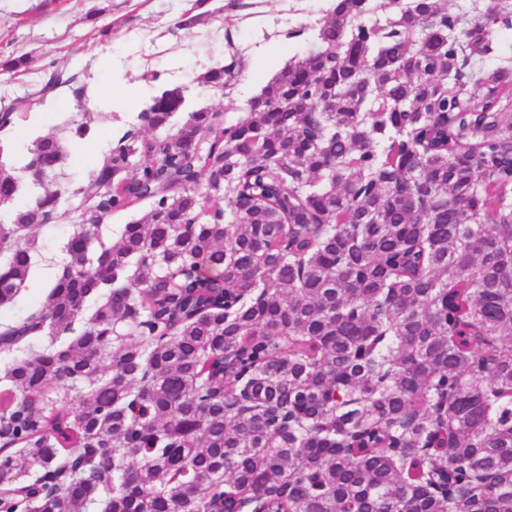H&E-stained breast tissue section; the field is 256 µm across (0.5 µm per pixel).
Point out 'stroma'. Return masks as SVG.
Masks as SVG:
<instances>
[{
	"instance_id": "35a3bbf8",
	"label": "stroma",
	"mask_w": 512,
	"mask_h": 512,
	"mask_svg": "<svg viewBox=\"0 0 512 512\" xmlns=\"http://www.w3.org/2000/svg\"><path fill=\"white\" fill-rule=\"evenodd\" d=\"M334 0H210L208 15L182 27L191 0H0V59L26 56L24 72L0 71V103L27 99L45 74L74 75L83 97L66 90L32 121L7 135L15 154L27 153L35 135L57 137L66 150L56 185L61 191L51 221L31 232L36 258L28 288L0 307V331L38 311L65 261V247L79 226L71 211V190H93V170L102 162L116 131L135 123L149 99L165 88L186 90L191 110H219L227 123L247 112L289 63L308 53L315 30L331 15ZM298 38H288L290 30ZM236 57L238 80L229 94L196 84L205 69ZM158 73L155 82L149 73ZM91 116L85 138L72 129Z\"/></svg>"
}]
</instances>
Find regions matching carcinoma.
Segmentation results:
<instances>
[{"mask_svg": "<svg viewBox=\"0 0 512 512\" xmlns=\"http://www.w3.org/2000/svg\"><path fill=\"white\" fill-rule=\"evenodd\" d=\"M368 12L336 0L234 124L174 125L185 95L160 91L138 119L165 135L127 130L95 192L72 191L78 216L151 209L94 254L80 228L47 303L3 331L21 356L0 392V512H512V57L485 66L512 3ZM237 75L232 55L197 82ZM73 83L51 73L37 104L82 97ZM21 119L0 107V129ZM62 152L40 136L24 166ZM19 191L0 161V206ZM58 194L0 227V306ZM107 287L78 335L23 347L73 332ZM114 323L134 335L110 349ZM85 383L87 401L53 406Z\"/></svg>", "mask_w": 512, "mask_h": 512, "instance_id": "obj_1", "label": "carcinoma"}]
</instances>
